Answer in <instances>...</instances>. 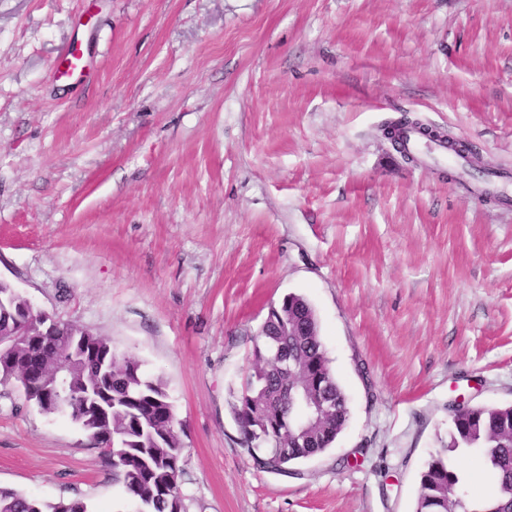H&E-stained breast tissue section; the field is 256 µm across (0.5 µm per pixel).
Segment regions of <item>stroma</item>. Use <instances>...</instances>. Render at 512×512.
Masks as SVG:
<instances>
[{"mask_svg": "<svg viewBox=\"0 0 512 512\" xmlns=\"http://www.w3.org/2000/svg\"><path fill=\"white\" fill-rule=\"evenodd\" d=\"M93 78L50 68L76 37ZM494 172L383 138L402 116ZM512 0H0V277L162 378L186 512H415L457 397L512 403ZM306 296L348 420L256 468L229 408ZM0 487L136 512L0 384Z\"/></svg>", "mask_w": 512, "mask_h": 512, "instance_id": "35a3bbf8", "label": "stroma"}]
</instances>
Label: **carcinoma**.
<instances>
[{"mask_svg": "<svg viewBox=\"0 0 512 512\" xmlns=\"http://www.w3.org/2000/svg\"><path fill=\"white\" fill-rule=\"evenodd\" d=\"M287 307H272L264 330L254 338L252 368L239 393L230 392V411L242 443L257 468L284 472L287 466L324 453L336 441L348 419L346 395L326 355L320 324L310 302L291 293ZM27 319L20 300L0 288V334L11 333ZM288 348L300 365V377L290 382L294 399L278 406L269 395L280 379L273 357ZM43 377L24 388L25 399L46 414H62L99 441L100 427L85 417V404L109 413L114 476L141 512H186L180 493L183 475L181 424L164 382L145 375L139 361L116 352L103 336L85 335L60 323L54 335L43 337ZM30 354L19 341L11 363L0 366V384L16 381ZM327 390L336 412L320 421L306 420V400ZM448 446L426 462L420 475L416 512H512V405L454 406ZM477 453L491 473L494 494L487 499L469 495L466 481L450 455ZM91 512L82 498L44 502L21 491L0 488V512Z\"/></svg>", "mask_w": 512, "mask_h": 512, "instance_id": "1", "label": "carcinoma"}]
</instances>
